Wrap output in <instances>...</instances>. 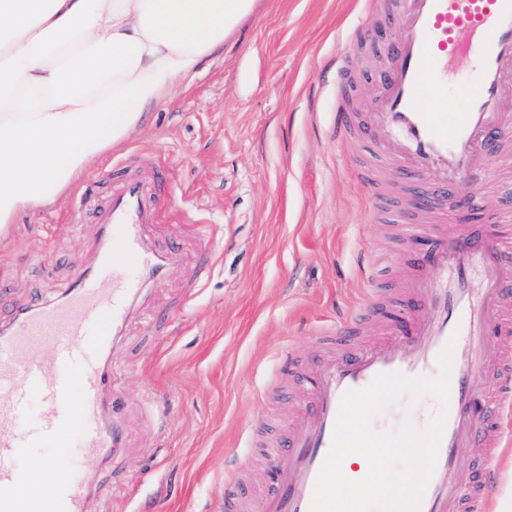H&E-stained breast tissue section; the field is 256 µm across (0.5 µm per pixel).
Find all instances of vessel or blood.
<instances>
[{"label": "vessel or blood", "instance_id": "b4317fda", "mask_svg": "<svg viewBox=\"0 0 512 512\" xmlns=\"http://www.w3.org/2000/svg\"><path fill=\"white\" fill-rule=\"evenodd\" d=\"M381 4L399 23L384 43L392 65L381 78L372 114L375 135L401 134L399 151H378L364 181L376 194L375 170L414 183L425 209L454 196L476 167L495 175L506 155L484 152L500 123L498 93L512 84V0H366ZM474 58L473 80L450 81L454 63ZM163 214L159 195L128 175L113 190L96 241V268L71 284L53 304L20 309L0 330V512H88L85 463L110 458L120 446L121 425L106 401L110 375L104 362L141 290L140 273L165 274L173 252L145 244L144 227ZM425 239V238H424ZM416 274L413 301L397 314L383 311L369 291L366 317L383 327L370 343L358 342L357 316L340 314L318 333L326 352L311 368L299 407V428L268 443L274 488L251 512H310L313 488L333 439L342 396L369 386L381 374L433 376L437 357L455 340L448 418L435 472L420 512H489L488 489L500 479L495 450L512 411V355L501 353L497 388L486 394L491 340L498 322L501 345L512 344V289L499 275L502 254L471 235L456 243L425 239L408 259ZM483 279V295L472 284ZM32 448H71L69 475L55 478L51 496L41 489L45 471L18 480L16 462ZM475 449L481 466L470 485L457 482L460 451Z\"/></svg>", "mask_w": 512, "mask_h": 512}]
</instances>
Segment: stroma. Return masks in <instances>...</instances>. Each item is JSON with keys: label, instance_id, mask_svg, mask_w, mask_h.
Listing matches in <instances>:
<instances>
[{"label": "stroma", "instance_id": "obj_1", "mask_svg": "<svg viewBox=\"0 0 512 512\" xmlns=\"http://www.w3.org/2000/svg\"><path fill=\"white\" fill-rule=\"evenodd\" d=\"M384 24L361 0H258L223 50L177 80L122 146L54 204L19 215L0 240L4 327L16 309L58 299L93 270L112 162L126 161L160 187L163 208L180 213L145 230L150 247L181 260L144 280L106 358L124 439L94 467L88 512H220L230 476L243 501L266 493L270 459L247 447L246 431L294 427L305 365L321 355L318 331L365 296L359 265L375 260L376 285L395 308L411 248L400 224L417 218L452 241L465 225L491 234L483 216L512 209V170L487 179L478 206L449 210L444 224L400 185L367 198L352 169L373 157L376 141L366 131L337 140L339 99L321 68L346 54L352 108L366 112L388 63L372 41ZM355 28L366 38L353 50L346 35ZM288 349L298 357L289 375ZM433 409L431 396L404 394L373 422L395 431Z\"/></svg>", "mask_w": 512, "mask_h": 512}]
</instances>
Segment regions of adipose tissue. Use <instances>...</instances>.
Here are the masks:
<instances>
[{"label":"adipose tissue","mask_w":512,"mask_h":512,"mask_svg":"<svg viewBox=\"0 0 512 512\" xmlns=\"http://www.w3.org/2000/svg\"><path fill=\"white\" fill-rule=\"evenodd\" d=\"M256 0H0V234L194 76Z\"/></svg>","instance_id":"ef3b65f1"}]
</instances>
